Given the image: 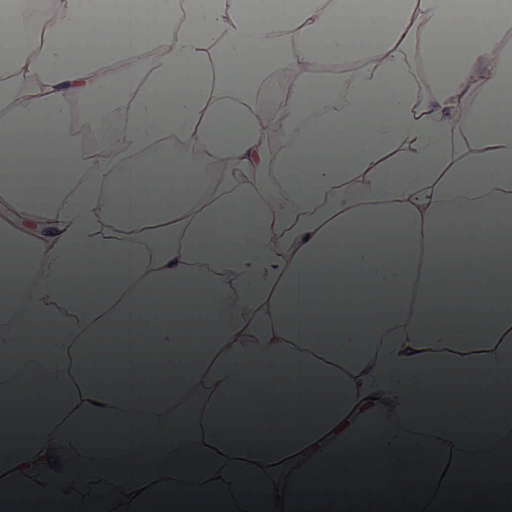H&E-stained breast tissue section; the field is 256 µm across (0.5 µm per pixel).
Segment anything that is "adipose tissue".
Instances as JSON below:
<instances>
[{
	"mask_svg": "<svg viewBox=\"0 0 512 512\" xmlns=\"http://www.w3.org/2000/svg\"><path fill=\"white\" fill-rule=\"evenodd\" d=\"M92 4L0 7V474L512 454V0ZM80 369L86 380L95 387L105 390L119 385L118 380L112 376V353L110 350L92 353L80 362Z\"/></svg>",
	"mask_w": 512,
	"mask_h": 512,
	"instance_id": "adipose-tissue-1",
	"label": "adipose tissue"
}]
</instances>
